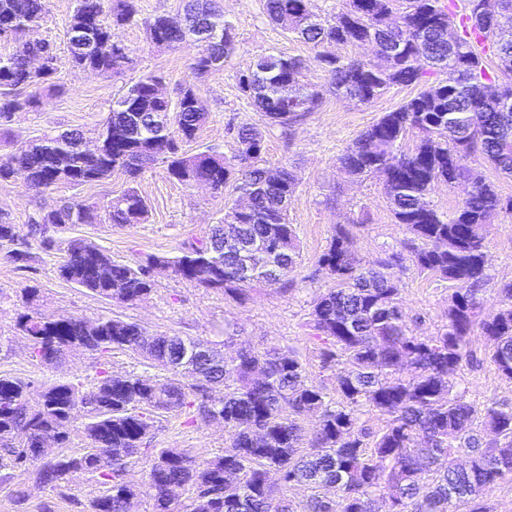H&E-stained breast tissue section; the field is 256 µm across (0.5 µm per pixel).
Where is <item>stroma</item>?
<instances>
[{
  "instance_id": "1",
  "label": "stroma",
  "mask_w": 512,
  "mask_h": 512,
  "mask_svg": "<svg viewBox=\"0 0 512 512\" xmlns=\"http://www.w3.org/2000/svg\"><path fill=\"white\" fill-rule=\"evenodd\" d=\"M225 16L236 24L239 49L227 59L222 70L201 83V98L208 118L186 151L194 153L213 148L232 154L236 144L227 130L228 123L260 124L264 127L262 158L275 169L292 164L298 187L289 208V221L297 229L301 246L302 274H315V281L299 284L284 293L279 289L256 285L246 298L236 302L223 292L201 288L170 275H160L150 295L136 302H121L95 295L67 282L57 274L61 254L39 246L30 249L29 268L17 269L0 248V376L21 378L34 388L57 380L82 383L91 388L100 366L115 374L133 372L153 375V368L137 353L113 351L108 360L98 354L77 350L55 367L35 365L30 359L27 340L15 330L16 318L25 309L21 290L35 285L41 300L38 312L58 317L81 316L89 320L120 318L142 325L149 333L187 336L222 348L232 355L247 345L259 350L278 348L293 351L315 381L335 388L336 380L347 367L339 360L323 366L320 344L309 327L313 299L318 289L329 287L327 274L317 273V260L327 247L336 225H345L353 237L358 257L369 260L402 252L408 233L393 223L383 183L378 178L349 180L340 171L337 158L345 147L384 112L393 110L413 94L405 87L392 88L371 103L353 105L336 100L327 93L322 106L297 126L292 137L281 128L264 124L262 116L244 98L237 86L240 72L259 57L271 54L297 55L310 65L305 80L325 88L326 72L314 65V50L295 39L283 27L273 23L264 12V0H216ZM137 18L118 31L134 60L130 69L118 77L98 75L72 68L67 60V31L76 0H50V13L33 31L36 39L54 42L62 58L57 81L65 92L44 99L39 111L16 113L10 125L8 143L0 145V162L7 161L29 141L44 134L79 129L93 134L107 119L109 109L124 84L143 74L163 79L167 96L190 81V63L196 46L186 43L160 50L147 40L142 18L157 13L181 11L183 0H135ZM127 187L121 174L94 184L73 186L61 183L52 190L36 193L26 190L20 181L0 184V214L11 222L24 224L28 216L64 199H77L96 207L120 195ZM138 191L148 205L143 223L115 226L100 222L73 224L59 230L62 239H80L96 245L113 259L134 262L150 254L174 255L183 243L206 236L210 226L224 212L225 197L201 186L187 187L170 179L161 165H154L142 176ZM487 274L489 283L479 297L483 310L502 305L498 293L501 284L512 282V215L500 214L486 231ZM401 280V306L406 320L417 333L435 334L448 321V306L454 288L451 283L420 272L411 262L394 267ZM237 331L234 341L224 339L225 325ZM479 364L461 368L455 376L457 387L477 403L497 401L512 405V380L498 375L484 359L485 346L475 340ZM230 434L217 423L188 424L186 415L154 414L149 447L143 448L140 463L132 465L126 479L138 488L133 512H152V499L144 491L143 463L159 448H180L196 457H214L223 453ZM102 486L92 475L76 472L68 477L64 494H56L36 483L34 472H12L0 480V512H43L51 504L52 512H80L82 503L100 495Z\"/></svg>"
}]
</instances>
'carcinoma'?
<instances>
[{"mask_svg": "<svg viewBox=\"0 0 512 512\" xmlns=\"http://www.w3.org/2000/svg\"><path fill=\"white\" fill-rule=\"evenodd\" d=\"M268 18L288 22V31L315 47L355 45L372 41L385 54L382 68L342 54L319 52L315 63L329 76L328 90L339 101L368 104L393 87L415 94L385 112L349 143L338 161L352 180L382 178L395 223L410 234L405 248L421 272L455 287L448 306V324L434 336L410 332L399 303V280L388 269L403 260L394 253L367 263L353 250L350 231L336 225L318 260V269L333 276L335 286L313 301L310 328L320 342L322 363L340 357L350 369L336 380L341 400L334 402L321 383L312 380L298 358L277 348H244L235 357L212 349L210 358L176 361V344L195 340L150 334L135 322L120 319L57 318L25 312L16 320L27 338L31 357L53 366L82 349L102 357L114 349L142 355L164 376L103 369L89 391L73 381H55L31 398L32 382L0 377V468L27 471L43 459L38 449L49 437L63 446L70 425L85 418L83 434L90 448L81 455L61 454L35 471L43 487L59 491L74 471H84L108 486L86 512H128L135 496L126 470L139 458L151 435V412H186L191 420L218 417L232 431L224 454L195 458L184 450L161 448L150 460L145 485L153 512H175L172 505L191 492L185 512H289L288 501L276 498L267 482L268 469L283 473L289 485L311 489L333 487L337 498L314 495L309 512H375L380 488L396 496V512H488L482 494L498 480L512 476V406L479 405L455 390L458 370L480 362L473 338H483L490 364L512 380V282L499 287L502 307L485 312L479 292L488 284L484 228L500 213H512V196L469 165L480 157L495 171L512 176V112L502 111L498 90L512 91V0H465L455 17L444 0H346L345 9L323 17L311 0H265ZM48 15V0H0V131L17 112H36L45 97L63 91L56 81L60 57L44 39L30 38ZM136 15L134 0H77L70 26L89 23L99 41L88 55L68 46L69 62L99 75L118 76L131 62L115 29ZM217 27L224 37L200 47L190 69L197 80L224 68L238 48L235 24L215 0H186L183 12L144 19L151 43L167 49L187 39V23ZM46 58L41 70L29 61ZM307 60L280 55L257 59L238 76V87L257 111L274 125L291 129L316 111L324 90L302 81ZM268 85L253 92L250 76ZM161 81L147 74L128 86L110 109L95 137L106 142L99 153L81 149L80 130L61 131L30 141L11 161L0 163V182L22 178L25 186L43 192L58 183L86 185L123 174L129 186L100 209L76 199L28 216V231L0 220V246L18 268L31 259L30 241L45 250L63 252L61 278L94 294L123 302L146 298L160 274L224 291L240 301L252 285L263 283L286 293L298 284L299 240L288 211L297 176L286 166L277 174L263 164L262 132L251 124H228L237 149L231 156L212 149L189 153L183 144L196 138L207 113L192 103L196 84L181 86L177 96L160 101L153 86ZM172 113L169 139L151 145L136 138L135 121L152 113ZM413 133V148L403 149ZM153 164L168 177L193 186L211 184L224 194L234 184L236 198L209 233L186 244L175 256L150 255L133 264L117 262L98 247L79 240L54 238L48 227L68 224H139L147 205L136 184ZM438 183L463 186L456 209L438 212L428 195ZM262 242L275 274L237 276L238 258L224 249V238ZM386 416L377 433L360 423L363 408ZM314 414L317 429L311 452L296 456L303 440L297 417ZM469 455V468L448 465L432 471L438 459L456 452Z\"/></svg>", "mask_w": 512, "mask_h": 512, "instance_id": "carcinoma-1", "label": "carcinoma"}]
</instances>
